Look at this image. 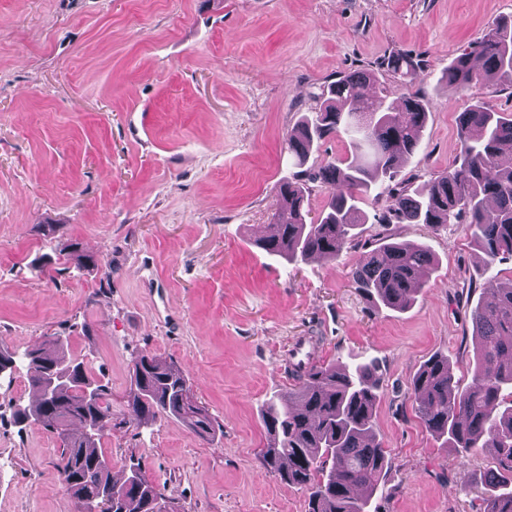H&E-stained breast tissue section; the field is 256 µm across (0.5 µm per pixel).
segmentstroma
I'll list each match as a JSON object with an SVG mask.
<instances>
[{
    "label": "stroma",
    "mask_w": 512,
    "mask_h": 512,
    "mask_svg": "<svg viewBox=\"0 0 512 512\" xmlns=\"http://www.w3.org/2000/svg\"><path fill=\"white\" fill-rule=\"evenodd\" d=\"M510 17L512 0H0V339L22 350L60 333L107 384L114 426L100 448L113 472L139 468L180 512H307V491L258 457L263 403L294 387L290 353L303 341L313 363L373 360L384 375L375 425L389 467L373 512H483L461 485L492 451L459 459L422 425L411 385L436 355L470 380L483 291L467 225L381 226L384 204L369 195L358 247L296 269L256 235L294 172L288 133L349 72L401 94L393 52L417 61L411 90L429 103L399 179L415 187L448 169L459 112L481 100L511 114L512 89L455 94L443 69ZM390 234L437 257L403 312L352 282ZM67 242L98 267L65 261ZM145 353L182 371L215 438L166 419L122 424ZM32 397L26 374L0 386V512H75L57 437L14 421Z\"/></svg>",
    "instance_id": "35a3bbf8"
}]
</instances>
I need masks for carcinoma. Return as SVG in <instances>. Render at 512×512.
<instances>
[{
  "instance_id": "cac0c4a2",
  "label": "carcinoma",
  "mask_w": 512,
  "mask_h": 512,
  "mask_svg": "<svg viewBox=\"0 0 512 512\" xmlns=\"http://www.w3.org/2000/svg\"><path fill=\"white\" fill-rule=\"evenodd\" d=\"M386 67L407 86L417 64L404 53ZM455 92L473 83L512 86V20L488 27L480 39L445 70ZM375 77L353 71L331 83L318 110L286 139L296 177L276 189L274 232L258 239L266 252L298 264L318 256L334 260L352 249L367 218L359 203L376 192L386 199L380 224H466L482 253V288L489 301L472 312L477 337L470 381L455 379L448 357L435 355L412 380L417 413L432 433L447 437L462 459L474 448H492L494 465L480 481L484 512H512V283L492 269L512 260V115L480 100L458 116L460 153L446 171L414 190L393 187L400 164L413 157L428 120V105L413 94L388 99L372 90ZM345 132L355 153L339 162L308 164L313 145ZM323 183L332 195L317 219H308V184ZM435 264L428 248L387 238L365 253L352 272L355 288L368 301L404 310L424 286ZM17 349L0 343V367L15 359L27 365L31 402L16 403L17 424H36L60 442L58 471L74 504L100 512H176L141 470L117 478L100 450L112 423L108 386L67 357L63 337ZM383 376L373 362L328 364L297 370V383L280 402L262 412L267 444L260 463L285 482L309 492L308 512H369L370 495L387 466L376 441L374 414ZM126 413L138 428L167 417L201 436L216 433L208 410L174 365L144 354L135 360Z\"/></svg>"
}]
</instances>
